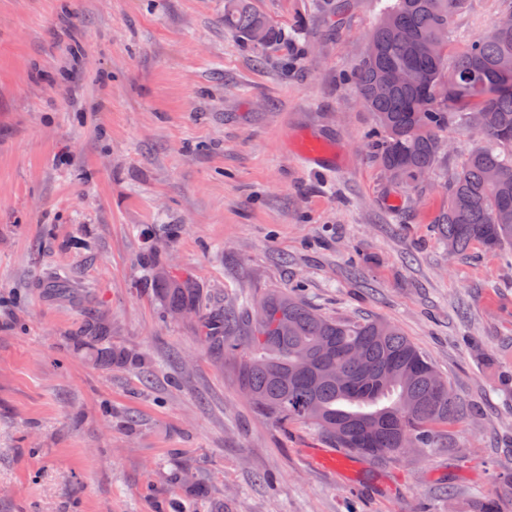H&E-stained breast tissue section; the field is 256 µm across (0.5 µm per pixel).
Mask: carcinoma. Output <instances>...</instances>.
<instances>
[{
    "label": "carcinoma",
    "instance_id": "obj_1",
    "mask_svg": "<svg viewBox=\"0 0 512 512\" xmlns=\"http://www.w3.org/2000/svg\"><path fill=\"white\" fill-rule=\"evenodd\" d=\"M467 4L390 0L351 76L377 124L368 148L397 189L428 183L444 154V129L458 125L479 137L444 184L448 207L437 229L457 256L475 243L512 247V29L496 23L477 38L454 30L451 19ZM224 26L262 50L281 40L251 0H224ZM158 293L170 316H196L204 341L237 349L218 335L220 316L200 307L190 282L173 280ZM111 331L106 317L92 316L70 342L108 366L138 362L112 347ZM245 343L233 368L256 412L276 423L309 424L337 448L397 456L402 441L428 448L436 429L469 415L448 396V380L432 359L396 326L330 317L291 291L258 298Z\"/></svg>",
    "mask_w": 512,
    "mask_h": 512
}]
</instances>
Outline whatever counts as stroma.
<instances>
[{"label": "stroma", "mask_w": 512, "mask_h": 512, "mask_svg": "<svg viewBox=\"0 0 512 512\" xmlns=\"http://www.w3.org/2000/svg\"><path fill=\"white\" fill-rule=\"evenodd\" d=\"M345 3L253 0L284 37L258 51L224 0H0V512H481L512 477V251L450 255L444 190L387 184L348 81L382 3ZM500 5L452 23L481 35ZM311 138L335 167L300 159ZM154 252L213 312L292 288L393 323L469 419L376 460L261 417L195 318L166 314ZM100 309L143 368L69 341Z\"/></svg>", "instance_id": "35a3bbf8"}]
</instances>
